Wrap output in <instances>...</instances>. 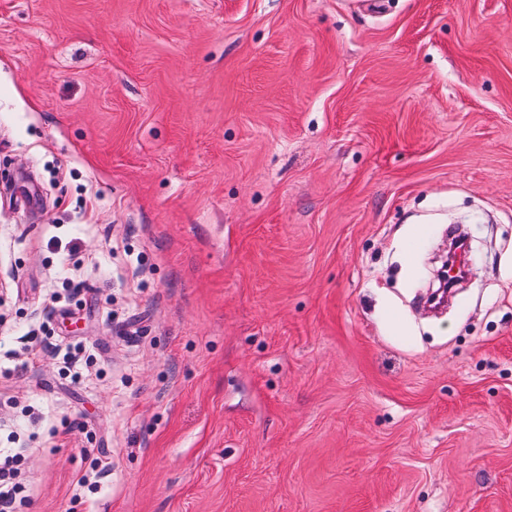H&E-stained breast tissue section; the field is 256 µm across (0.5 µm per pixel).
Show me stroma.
Wrapping results in <instances>:
<instances>
[{"instance_id": "1", "label": "stroma", "mask_w": 512, "mask_h": 512, "mask_svg": "<svg viewBox=\"0 0 512 512\" xmlns=\"http://www.w3.org/2000/svg\"><path fill=\"white\" fill-rule=\"evenodd\" d=\"M0 162L17 512H512V0H0ZM28 355L32 361L40 355H50L62 369L69 373L71 383L81 384L85 378V369L93 362L92 355L86 356V347L83 344H60L43 341L37 346H28ZM65 372V373H66Z\"/></svg>"}]
</instances>
